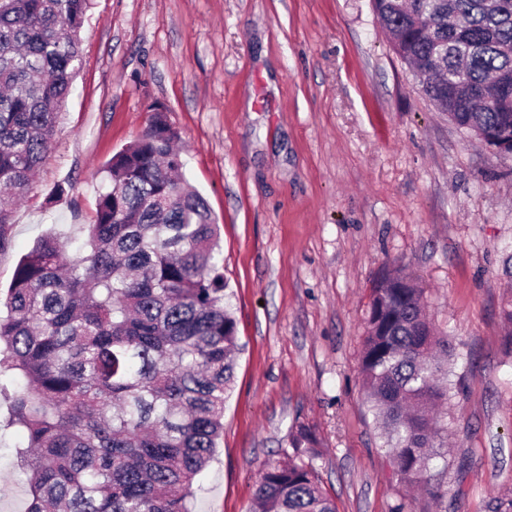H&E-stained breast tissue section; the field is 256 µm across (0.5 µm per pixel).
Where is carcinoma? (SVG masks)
I'll use <instances>...</instances> for the list:
<instances>
[{
	"mask_svg": "<svg viewBox=\"0 0 512 512\" xmlns=\"http://www.w3.org/2000/svg\"><path fill=\"white\" fill-rule=\"evenodd\" d=\"M89 0H0V251L48 154L80 67ZM422 92L460 128L512 133V0H371ZM162 112L104 165L109 187L87 254L54 233L19 261L0 297V427L26 436L16 466L25 512H192L194 483L224 433L237 324L220 229L182 177ZM401 268L371 289L360 373L394 474L430 496L448 465L442 433L454 348ZM299 427L291 445L314 454ZM254 512H336L308 460L261 473Z\"/></svg>",
	"mask_w": 512,
	"mask_h": 512,
	"instance_id": "carcinoma-1",
	"label": "carcinoma"
}]
</instances>
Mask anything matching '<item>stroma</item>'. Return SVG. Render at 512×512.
<instances>
[{"label": "stroma", "instance_id": "obj_1", "mask_svg": "<svg viewBox=\"0 0 512 512\" xmlns=\"http://www.w3.org/2000/svg\"><path fill=\"white\" fill-rule=\"evenodd\" d=\"M81 64L0 251L79 259L102 168L162 109L186 180L221 227L240 351L224 437L193 512H246L265 465L316 436L337 512H499L512 500V157L437 112L370 0H90ZM63 196H56L57 187ZM404 269L456 348L442 495L400 481L360 377L370 292ZM0 430V512H25Z\"/></svg>", "mask_w": 512, "mask_h": 512}]
</instances>
